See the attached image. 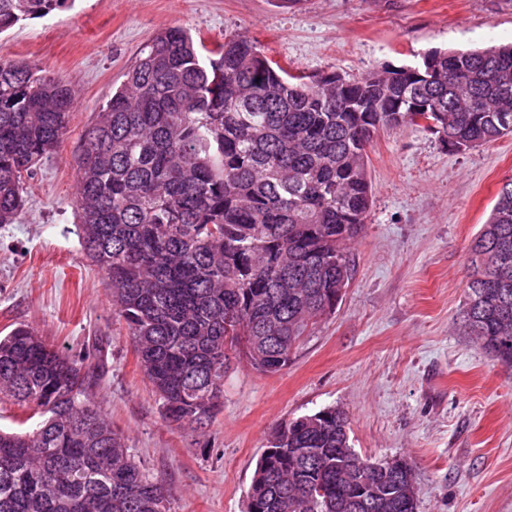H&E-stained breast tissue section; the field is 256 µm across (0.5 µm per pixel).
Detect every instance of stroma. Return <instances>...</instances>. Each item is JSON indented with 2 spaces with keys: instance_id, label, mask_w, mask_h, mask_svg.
Returning a JSON list of instances; mask_svg holds the SVG:
<instances>
[{
  "instance_id": "1",
  "label": "stroma",
  "mask_w": 512,
  "mask_h": 512,
  "mask_svg": "<svg viewBox=\"0 0 512 512\" xmlns=\"http://www.w3.org/2000/svg\"><path fill=\"white\" fill-rule=\"evenodd\" d=\"M170 26L209 45L229 33L258 40L293 71L357 76L433 47L510 43L512 0H74L1 34L77 100L25 183L17 222L0 225V336L22 326L71 356L101 350L88 397L167 489L170 512H245L272 432L326 406L346 411L361 458L407 460L417 512H512V366L459 329L469 245L512 180V135L451 153L420 126L379 131L367 149L374 203L335 314L278 373L236 355L207 428L164 419L105 275L84 255L73 199L85 130Z\"/></svg>"
}]
</instances>
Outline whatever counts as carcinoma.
Returning a JSON list of instances; mask_svg holds the SVG:
<instances>
[{
  "label": "carcinoma",
  "mask_w": 512,
  "mask_h": 512,
  "mask_svg": "<svg viewBox=\"0 0 512 512\" xmlns=\"http://www.w3.org/2000/svg\"><path fill=\"white\" fill-rule=\"evenodd\" d=\"M73 0H0V34ZM74 93L0 49V224L57 149ZM424 122L450 152L512 134V43L428 50L413 65L302 75L249 38L211 48L181 27L149 40L84 134L74 208L166 420L211 424L231 353L277 373L334 314L373 187L375 132ZM464 335L512 365V181L470 246ZM101 368L35 331L0 338V394L48 415L0 430V512H169L85 386ZM345 411L276 429L246 512H408L401 489L359 503Z\"/></svg>",
  "instance_id": "carcinoma-1"
}]
</instances>
